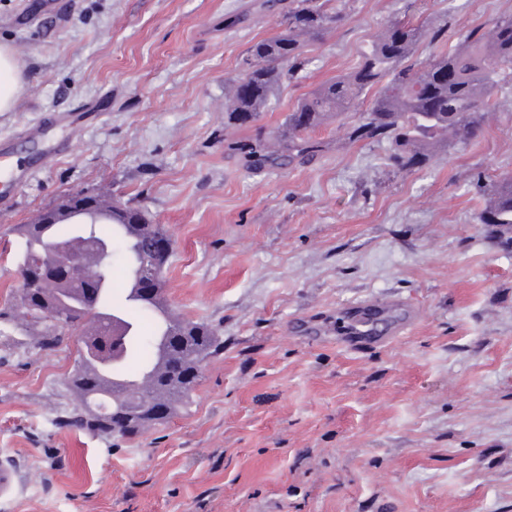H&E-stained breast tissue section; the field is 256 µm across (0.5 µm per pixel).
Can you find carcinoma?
<instances>
[{"label":"carcinoma","instance_id":"obj_1","mask_svg":"<svg viewBox=\"0 0 512 512\" xmlns=\"http://www.w3.org/2000/svg\"><path fill=\"white\" fill-rule=\"evenodd\" d=\"M331 0H288V29L281 35L251 46L244 59L243 73L232 80L224 111L229 122L236 124L243 112L258 118L270 96L284 77L288 62L298 57L299 37L319 35L339 19V11ZM422 25L395 20L382 27L362 55L359 67L321 85L288 114L286 130L278 144L260 140L239 144L235 150L254 167H281L303 162L322 151L324 143L309 137V131L334 117L341 120L355 101L375 89L377 94L369 106L351 125L348 139H386L390 143L389 161L399 171H411L429 159L435 148L446 142L466 146L483 130L485 115L494 106L493 96L499 78L512 72V16L498 19L486 34H466L452 51H438L425 64H410L418 42L425 37ZM140 223L132 224L119 214H112L107 224H25L20 229L24 243L18 263H27L38 245L52 237H68L83 241L78 230L121 238L125 261L132 262L149 253L153 236L160 232L157 224L146 221L138 213ZM479 224H490L503 245L512 248V175L509 173L491 183V193L476 214ZM86 266L107 283L103 309L84 328L99 330L98 341L86 343L79 352L73 370L64 383V402L57 410L58 422L98 437L133 438L155 425L149 419L129 423L113 421L109 415L90 410L88 400L112 394L102 381L101 373L110 375L123 367L114 355L108 339L109 321H122L127 333L126 344L134 348L136 365L147 362L153 350V337L133 336L127 329L143 316L147 307L114 304L112 267H103L99 258L89 253ZM38 292L43 309L52 311L64 299H74V289L47 274L38 273ZM24 299L16 289L13 303L0 308V344L18 343L7 328L24 319L18 305ZM28 343L44 350L62 345L72 331L70 325H56L45 320L24 324ZM166 354L157 369L152 388L142 392L145 403L161 402L171 408L183 402L197 385L201 363L216 347V336L202 322L180 318L165 335Z\"/></svg>","mask_w":512,"mask_h":512}]
</instances>
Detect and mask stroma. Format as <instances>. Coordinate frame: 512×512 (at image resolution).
I'll use <instances>...</instances> for the list:
<instances>
[{
    "label": "stroma",
    "instance_id": "stroma-1",
    "mask_svg": "<svg viewBox=\"0 0 512 512\" xmlns=\"http://www.w3.org/2000/svg\"><path fill=\"white\" fill-rule=\"evenodd\" d=\"M255 121L224 118L247 50L281 34V0H0V43L23 88L0 112V305L17 288L19 228L64 198H115L173 239L169 304L210 325L218 351L169 418L132 439L56 423L81 341L0 348V512H512V249L475 221L480 187L512 170V78L469 145L409 173L384 140L255 168L235 142L278 133L324 82L354 71L390 20L435 32L413 62L512 15V0H338ZM63 149L35 165L24 130ZM381 303L402 331L341 344L352 307ZM58 119L53 116L48 119H44L36 124H33L27 129V139L37 140L44 145V152L42 157V163L48 164L53 161L60 153L59 148H51L49 145V133L52 126H55Z\"/></svg>",
    "mask_w": 512,
    "mask_h": 512
}]
</instances>
